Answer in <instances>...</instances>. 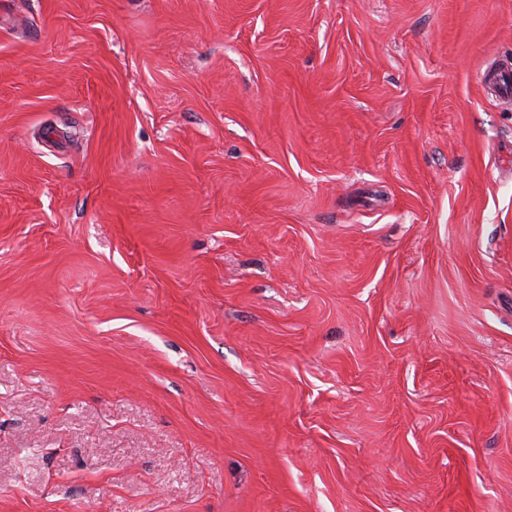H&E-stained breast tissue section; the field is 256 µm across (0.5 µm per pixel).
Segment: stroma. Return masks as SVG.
<instances>
[{
  "label": "stroma",
  "instance_id": "1",
  "mask_svg": "<svg viewBox=\"0 0 512 512\" xmlns=\"http://www.w3.org/2000/svg\"><path fill=\"white\" fill-rule=\"evenodd\" d=\"M512 0H5L0 512H512ZM482 84L489 87L498 100H512V59L508 56L495 67L487 68L481 77Z\"/></svg>",
  "mask_w": 512,
  "mask_h": 512
}]
</instances>
